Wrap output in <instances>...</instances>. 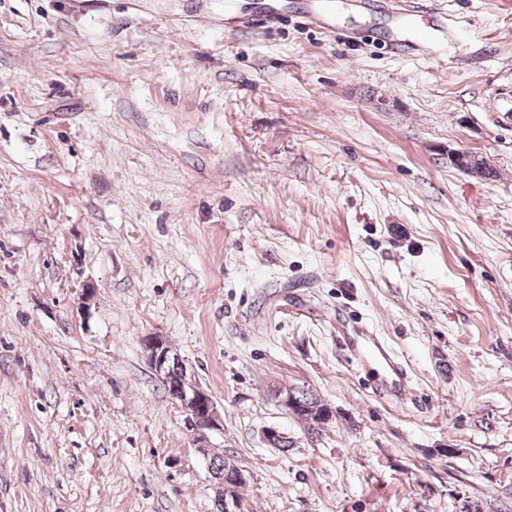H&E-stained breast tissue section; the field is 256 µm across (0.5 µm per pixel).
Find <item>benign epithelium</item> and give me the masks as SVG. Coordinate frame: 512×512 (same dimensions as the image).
Listing matches in <instances>:
<instances>
[{"mask_svg":"<svg viewBox=\"0 0 512 512\" xmlns=\"http://www.w3.org/2000/svg\"><path fill=\"white\" fill-rule=\"evenodd\" d=\"M448 165L472 177H481L489 163L466 150H448ZM148 365L155 375L163 380L171 379L175 363L181 367V379L173 389V398L181 407L186 419L195 430V442L199 449L207 447L206 431L220 426L216 403L212 395L187 374L186 364L174 353L164 338L147 335L142 339Z\"/></svg>","mask_w":512,"mask_h":512,"instance_id":"1","label":"benign epithelium"}]
</instances>
